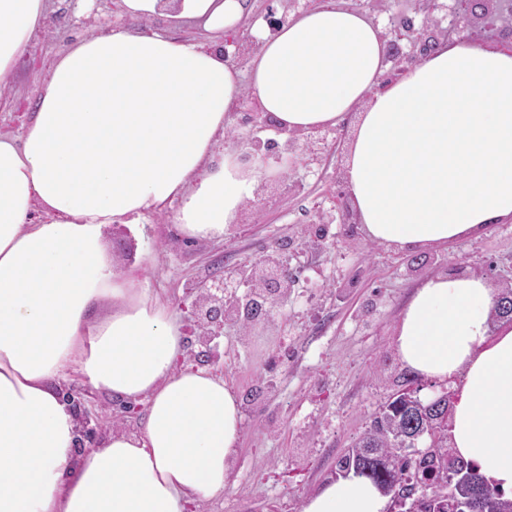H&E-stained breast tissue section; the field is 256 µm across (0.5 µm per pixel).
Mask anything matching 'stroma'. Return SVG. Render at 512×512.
<instances>
[{"instance_id": "35a3bbf8", "label": "stroma", "mask_w": 512, "mask_h": 512, "mask_svg": "<svg viewBox=\"0 0 512 512\" xmlns=\"http://www.w3.org/2000/svg\"><path fill=\"white\" fill-rule=\"evenodd\" d=\"M379 26L383 39L405 20L422 23L429 0H340ZM92 0H50L37 36L0 97V135L20 137L35 109L36 90L53 62L91 28ZM357 115L322 129L326 147L308 163L296 144L293 165L271 164L250 205L220 241H194L154 212L137 224L114 225L112 254L132 251L128 267L150 295L169 305L182 325L177 367L223 376L243 414L234 484L223 498L192 503L186 512H301L304 500L334 478L338 460L367 429L373 414L397 396L412 372L397 355L394 335L413 288L436 273H469L502 290L512 285V222L488 225L476 238L445 247L399 251L369 241L345 223L349 198L338 194L346 144ZM288 267L295 281L276 311L247 327L228 321L204 333L192 314L196 285L224 266L250 269L263 259ZM78 417L88 418L86 452L111 431H138L145 407L90 387L75 371L61 385Z\"/></svg>"}]
</instances>
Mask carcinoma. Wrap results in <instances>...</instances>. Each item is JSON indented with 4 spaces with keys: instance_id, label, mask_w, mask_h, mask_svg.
Returning <instances> with one entry per match:
<instances>
[{
    "instance_id": "1",
    "label": "carcinoma",
    "mask_w": 512,
    "mask_h": 512,
    "mask_svg": "<svg viewBox=\"0 0 512 512\" xmlns=\"http://www.w3.org/2000/svg\"><path fill=\"white\" fill-rule=\"evenodd\" d=\"M421 417L419 409L404 406L394 407L390 401L376 412L370 426L358 439V451L346 454L338 463V471L365 477L375 485L389 482H406L418 487L422 499L416 512H436L441 492L432 491V482L445 477L440 471V461L448 456V470H477V467L464 461L448 443V431H443L437 447L417 451L415 459L401 453L403 448H411L410 442L396 439L392 429L398 425L417 430Z\"/></svg>"
}]
</instances>
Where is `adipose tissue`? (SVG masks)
<instances>
[{"label":"adipose tissue","instance_id":"obj_1","mask_svg":"<svg viewBox=\"0 0 512 512\" xmlns=\"http://www.w3.org/2000/svg\"><path fill=\"white\" fill-rule=\"evenodd\" d=\"M122 3L167 32L98 27L53 63L21 140L0 137V512H185L230 487L237 395L207 371L175 370L178 319L117 268L107 230L167 209L188 238L223 239L263 170L218 151L242 92L287 133L357 112L344 178L373 242L426 250L512 220V53L457 38L384 87L379 28L323 0L263 38L243 82L220 42L247 0ZM46 11V0H0V84ZM188 20L209 44L171 36ZM36 208L46 222L30 223ZM496 296L480 276H430L395 345L417 376L456 385L452 447L512 494V324L492 329ZM70 370L145 400L142 431L76 454L78 418L56 389ZM387 509L352 476L302 512Z\"/></svg>","mask_w":512,"mask_h":512}]
</instances>
